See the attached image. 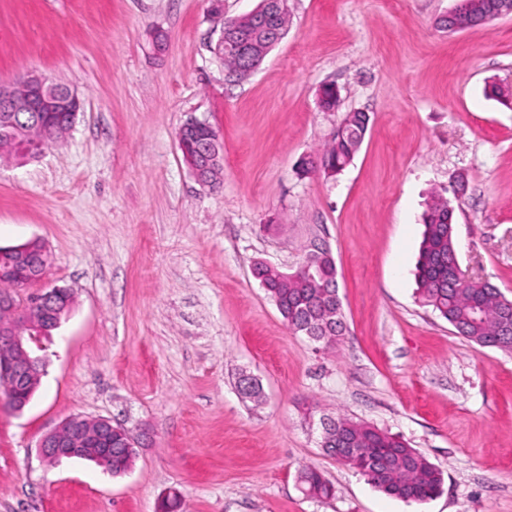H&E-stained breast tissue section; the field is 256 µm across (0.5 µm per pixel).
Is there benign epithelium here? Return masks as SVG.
<instances>
[{
	"instance_id": "7a95c632",
	"label": "benign epithelium",
	"mask_w": 512,
	"mask_h": 512,
	"mask_svg": "<svg viewBox=\"0 0 512 512\" xmlns=\"http://www.w3.org/2000/svg\"><path fill=\"white\" fill-rule=\"evenodd\" d=\"M445 19L450 31L466 29L471 19L468 0H455ZM224 48L254 61L248 73L258 69L254 46L245 33L224 28ZM81 109L82 102L72 90L56 89L38 73H29L11 85H0V129L16 139L27 138L31 133L29 125L16 120L17 112L64 113L74 119ZM210 129L207 122L191 114L177 133L179 150L185 153L188 147H194L190 170L199 182L205 179V171L220 144ZM6 250L13 259L12 264L0 268V281L16 279L28 286L43 278L46 266L30 263L32 242L8 246ZM72 300L70 289L65 286L43 289L25 298L10 288L0 290V390L11 396L15 411L25 408L31 391L41 381L46 367L45 341L60 326ZM112 428L113 421L108 418L71 416L40 439V457L48 465L90 457L97 461L109 459L112 448H102L93 455L89 449L103 442L112 443Z\"/></svg>"
}]
</instances>
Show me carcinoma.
Here are the masks:
<instances>
[{
  "mask_svg": "<svg viewBox=\"0 0 512 512\" xmlns=\"http://www.w3.org/2000/svg\"><path fill=\"white\" fill-rule=\"evenodd\" d=\"M289 23L286 12L254 24L242 22L240 26L248 29L255 43L263 48L276 34L286 33ZM369 125L368 113H346L331 139L316 152L332 174L352 163ZM70 127L71 123L65 120L49 124L43 143L60 140ZM25 150L24 142L0 135L1 153L27 158ZM423 222L416 273L419 301L446 320L458 335L483 347L512 351V335L507 336L504 331V324L512 326V300L494 286L488 291L476 286L458 288L449 279L450 265L457 258L453 202L440 194L432 195ZM327 252V248L316 245L292 272L258 263L254 274L293 332L332 348L336 337L343 335L344 319L336 267L324 257ZM320 447L335 459L346 451L352 453L358 460V472L369 484L405 502H424L442 489L443 473L437 466L400 437L369 423L340 415L332 419L331 430L322 436ZM137 455L138 449L121 447L120 435H112V475L127 473ZM299 481L312 497L333 495V486L317 469L302 470Z\"/></svg>",
  "mask_w": 512,
  "mask_h": 512,
  "instance_id": "1",
  "label": "carcinoma"
}]
</instances>
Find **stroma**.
Segmentation results:
<instances>
[{
    "label": "stroma",
    "mask_w": 512,
    "mask_h": 512,
    "mask_svg": "<svg viewBox=\"0 0 512 512\" xmlns=\"http://www.w3.org/2000/svg\"><path fill=\"white\" fill-rule=\"evenodd\" d=\"M453 4L288 0L285 37L233 83L212 0H0V84L36 72L83 103L37 158H0V246L41 239L42 287L75 296L31 402L0 396V512H156L173 489L184 512H512V353L416 295L439 193L462 270L512 299V109L490 92L512 90V16L451 33ZM357 110L371 124L353 162L302 172ZM190 114L223 143L220 189L177 147ZM316 243L345 315L331 349L293 334L252 275L259 261L293 271ZM243 373L261 402L239 393ZM340 413L424 454L441 492L407 503L325 455L320 421ZM73 415L150 438L121 476L47 466L40 438ZM305 465L334 496L302 491Z\"/></svg>",
    "instance_id": "obj_1"
}]
</instances>
